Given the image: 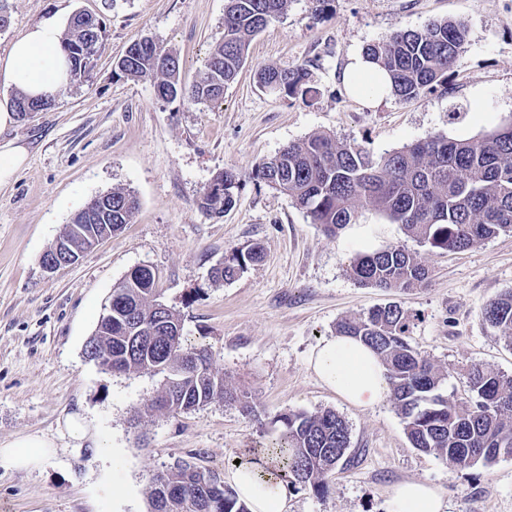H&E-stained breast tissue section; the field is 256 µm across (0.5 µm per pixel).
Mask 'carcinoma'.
Returning a JSON list of instances; mask_svg holds the SVG:
<instances>
[{
    "label": "carcinoma",
    "instance_id": "carcinoma-1",
    "mask_svg": "<svg viewBox=\"0 0 512 512\" xmlns=\"http://www.w3.org/2000/svg\"><path fill=\"white\" fill-rule=\"evenodd\" d=\"M224 38L210 52L199 80L186 89L179 82V60L154 41L137 39L117 63L116 75L153 80L157 99L217 102L237 78L251 40L288 9L289 0H226ZM467 32L460 23L430 22L422 31L393 30L364 55L388 74L391 93L410 101L448 80V72L464 52ZM70 63V82L86 77L105 47V22L96 14L72 15L61 42ZM309 72L304 67H267L258 74L269 92L306 95ZM14 111H46L54 99L21 91L12 98ZM251 176L285 194L305 211L310 223L329 236L356 220L358 208L376 207L402 225L407 236L432 251L457 253L475 244L512 233V122L479 138L456 140L437 135L400 149L375 155L344 144L326 133L290 143L259 163ZM241 177L233 170L216 175L200 198L207 212H226L234 205ZM138 201L124 189L99 196L94 211L82 210L60 236L75 256L86 250V234L102 236L106 225L117 231L131 223ZM260 246L232 249L214 269L213 278L230 281L261 259ZM429 270L418 253L392 245L356 256L350 275L358 283L384 290H409L422 285ZM156 273L132 270L112 288V320L102 319L86 345L87 357L112 360L117 371L163 375L154 407L179 414L216 399L237 402L248 413V396L234 392L212 368V353L184 336L167 332L182 324L180 315L159 309ZM485 321L498 339L512 347V289L485 306ZM410 317L396 303L375 307L358 318H345L336 335L361 340L386 368L393 401L412 447L457 467L485 465L512 457V376L467 369L470 395L450 402L438 393L442 374L407 340ZM275 475L289 487L328 491V477L346 456L350 430L336 411L290 410L279 415ZM189 463L159 472L150 492L151 512H250L228 487Z\"/></svg>",
    "mask_w": 512,
    "mask_h": 512
}]
</instances>
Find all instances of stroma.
<instances>
[{
	"mask_svg": "<svg viewBox=\"0 0 512 512\" xmlns=\"http://www.w3.org/2000/svg\"><path fill=\"white\" fill-rule=\"evenodd\" d=\"M225 0H6L0 56L28 27L68 22L79 10L104 16L105 47L87 80L54 107L16 116L0 144L27 149L25 165L0 184V447L30 436L58 454L38 469H0V512H150L155 473L188 461L229 481L235 460L274 443L273 420L295 410H335L349 425L348 462L327 494L299 489L288 512H398L393 487L440 488L445 512H512V458L468 468L413 448L400 414L382 400L344 402L309 367L316 346L344 318L399 302L410 314L409 343L445 375L439 392L465 397L461 368L475 363L512 375V348L485 322V304L512 289V234L458 253L430 251L384 213L360 209L355 223L326 235L279 191L255 181L256 163L315 133L380 155L435 135L469 139L512 121V0H290L257 34L221 104L157 99L152 81L119 77L116 63L148 37L180 59L192 84L224 36ZM464 24L467 48L447 84L417 100L358 99L343 73L352 58L396 28L434 20ZM267 66L306 67V98L260 87ZM242 178L233 207L198 205L221 171ZM122 188L139 201L131 224L72 265L46 272L42 255L73 215ZM261 244L262 260L238 278L210 271L227 251ZM402 244L429 269L424 286L400 293L358 284L356 255ZM138 266L158 275L159 299L179 313L192 344L255 408L214 401L170 415L151 410L161 376L113 372L85 346L113 286ZM86 420L96 442L70 456V418Z\"/></svg>",
	"mask_w": 512,
	"mask_h": 512,
	"instance_id": "obj_1",
	"label": "stroma"
}]
</instances>
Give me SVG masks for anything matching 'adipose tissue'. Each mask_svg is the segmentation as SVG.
<instances>
[{"instance_id":"adipose-tissue-1","label":"adipose tissue","mask_w":512,"mask_h":512,"mask_svg":"<svg viewBox=\"0 0 512 512\" xmlns=\"http://www.w3.org/2000/svg\"><path fill=\"white\" fill-rule=\"evenodd\" d=\"M63 28L59 20L42 21L14 39L8 55L0 58V78L32 96L56 97L69 84L61 51ZM355 80L353 96L374 100L389 93L385 73L371 60L358 56L343 74ZM309 366L321 383L348 404L366 408L380 403L389 392L385 369L376 355L360 341L337 336L321 343ZM49 440L29 437L0 448V468L33 469L54 455ZM272 459L254 453L241 459L231 472L232 484L250 512H286L287 485L271 475ZM400 512H444L440 490L421 482H404L393 490Z\"/></svg>"}]
</instances>
